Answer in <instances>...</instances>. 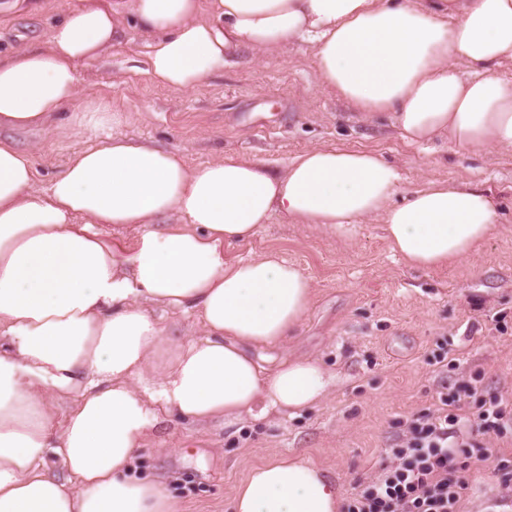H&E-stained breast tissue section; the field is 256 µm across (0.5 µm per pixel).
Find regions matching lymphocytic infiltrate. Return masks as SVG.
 I'll return each instance as SVG.
<instances>
[{
	"mask_svg": "<svg viewBox=\"0 0 512 512\" xmlns=\"http://www.w3.org/2000/svg\"><path fill=\"white\" fill-rule=\"evenodd\" d=\"M474 395L469 386L450 390L434 411L411 420L392 448L400 466L353 493L345 512H461L473 466L489 459L475 431L512 430V405L500 398L481 406L478 425H471Z\"/></svg>",
	"mask_w": 512,
	"mask_h": 512,
	"instance_id": "obj_1",
	"label": "lymphocytic infiltrate"
}]
</instances>
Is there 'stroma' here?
Masks as SVG:
<instances>
[{"instance_id": "stroma-1", "label": "stroma", "mask_w": 512, "mask_h": 512, "mask_svg": "<svg viewBox=\"0 0 512 512\" xmlns=\"http://www.w3.org/2000/svg\"><path fill=\"white\" fill-rule=\"evenodd\" d=\"M74 2L45 0L39 14L0 16V52L41 42ZM146 41L128 28L120 46L79 71L81 96L111 97L114 133L180 152L192 167L236 154L281 170L314 146L372 150L399 167L405 188L438 180L478 187L496 202L501 222L472 255L430 270L393 254L378 218L341 236L276 217L230 248L234 258L277 251L311 282L295 336L259 349L264 365L287 355L312 358L336 381L319 404L292 415L246 417L231 427L171 418L143 448L136 477L163 481L181 512H229L254 466L299 453L346 499L399 466L391 446L410 420L435 409L441 392L472 384L477 401L512 403V149H452L440 141L427 152L406 144L390 115L363 121L324 85L306 42L287 43L271 59L236 51L223 74L175 93L145 75ZM99 136L76 126L14 138L31 152L43 187ZM441 351L447 358L439 363Z\"/></svg>"}]
</instances>
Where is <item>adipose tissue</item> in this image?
I'll return each mask as SVG.
<instances>
[{
    "instance_id": "ef3b65f1",
    "label": "adipose tissue",
    "mask_w": 512,
    "mask_h": 512,
    "mask_svg": "<svg viewBox=\"0 0 512 512\" xmlns=\"http://www.w3.org/2000/svg\"><path fill=\"white\" fill-rule=\"evenodd\" d=\"M148 35L146 73L174 92L223 72L238 49L309 41L322 81L363 117L391 113L427 146L512 148V0H79L42 42L0 53V126L61 113L109 127L112 102L79 100V68ZM177 223L158 228L165 216ZM350 233L382 217L406 265L447 266L500 221L461 183L405 190L374 151L314 147L283 172L227 154L198 168L121 135L72 157L46 186L30 153L0 138V512H180L164 484L132 477L168 415L232 421L322 401L335 381L317 361L266 370L254 347L285 343L311 302L305 274L277 254L227 259L273 217ZM136 228L116 249L106 227ZM194 314L204 334L164 339L148 303ZM71 403L63 425L59 401ZM69 472L47 468L50 456ZM335 481L305 455L254 467L232 512H340Z\"/></svg>"
}]
</instances>
